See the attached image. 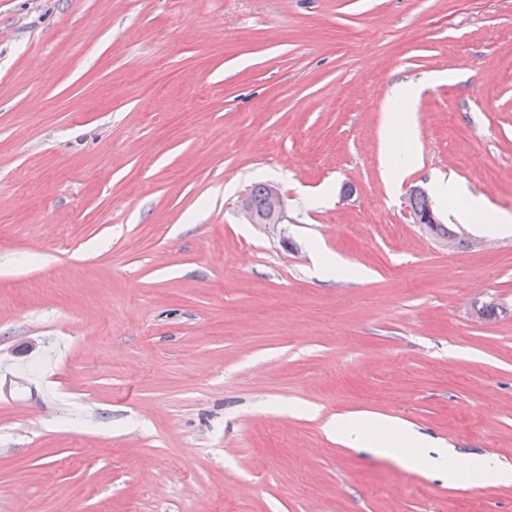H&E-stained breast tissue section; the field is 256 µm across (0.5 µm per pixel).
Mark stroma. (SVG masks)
<instances>
[{"mask_svg": "<svg viewBox=\"0 0 512 512\" xmlns=\"http://www.w3.org/2000/svg\"><path fill=\"white\" fill-rule=\"evenodd\" d=\"M442 175L512 213V0H0V512H512L325 430L512 468V229ZM422 90V84H400L398 85L392 96L389 98V103L387 106L386 112L389 114L388 118V129L392 130L397 126L396 124V114H402L399 112V109L402 108L408 101L413 100L417 97ZM384 155L385 160L391 163V171L396 177L402 174L413 159L400 153L397 139L390 132L385 138ZM436 193L443 199H454L462 202L461 208L457 211V218L463 224H476L489 229H499V227L509 225L512 217L508 214H500L494 222H488V213L486 202L481 198H475L465 193L464 189L456 182L444 178L436 181ZM266 185L267 184L265 183L255 184L247 195L253 209L254 222L252 212L246 198L242 200L241 210L248 223L264 224V227L267 229L277 230L282 226L281 224L287 221L288 218L285 210L284 199L275 186L269 184L266 188ZM265 201L267 202V206L273 216V220L270 224H267L269 222V216L266 210ZM426 196V197H425ZM428 199V207L427 199ZM409 205L412 210H421L422 212H413L412 218L414 220V224H420L423 229H427V224H430L428 229V234L436 239H441L448 241V246H452L454 241V246L457 249H469L472 247V243L465 238L460 237L454 230L450 229L446 224H439L440 221L436 212L433 210L431 203L429 201L428 195L424 194L421 191H415L409 197ZM425 210V211H423ZM321 271L329 276L336 275V278H344L349 276L365 278L368 276V271L366 269L360 267H349L337 257L330 256H326L322 259ZM326 428L336 435L338 443L347 444L349 440L353 439L356 443L370 448L377 454L400 457L402 464L406 467H414L419 464L415 458L401 454L392 435L398 434L414 444L421 442L420 437L416 433L405 432L392 419L372 417L358 425L347 417L336 415V419L330 420L326 424Z\"/></svg>", "mask_w": 512, "mask_h": 512, "instance_id": "obj_1", "label": "stroma"}]
</instances>
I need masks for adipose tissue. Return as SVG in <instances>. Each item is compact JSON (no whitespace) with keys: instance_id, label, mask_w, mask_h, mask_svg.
<instances>
[{"instance_id":"adipose-tissue-1","label":"adipose tissue","mask_w":512,"mask_h":512,"mask_svg":"<svg viewBox=\"0 0 512 512\" xmlns=\"http://www.w3.org/2000/svg\"><path fill=\"white\" fill-rule=\"evenodd\" d=\"M435 189L440 198L461 201L462 206L457 212V218L462 223L481 226L491 224L497 228L512 223V216L506 214L498 215L493 220L489 219V210L485 201L465 193L464 189L454 181L437 180ZM327 429L335 434L339 443L345 444L353 440L375 453L400 457L404 466L413 467L417 464L415 458L401 456L393 440L394 434L400 433L401 428L391 419L372 417L356 423L340 415L328 422ZM429 464L443 469L448 475L449 482L455 484L463 482L471 486L486 487L512 482V470L502 467L495 458L490 456L450 459L442 454L430 459Z\"/></svg>"}]
</instances>
